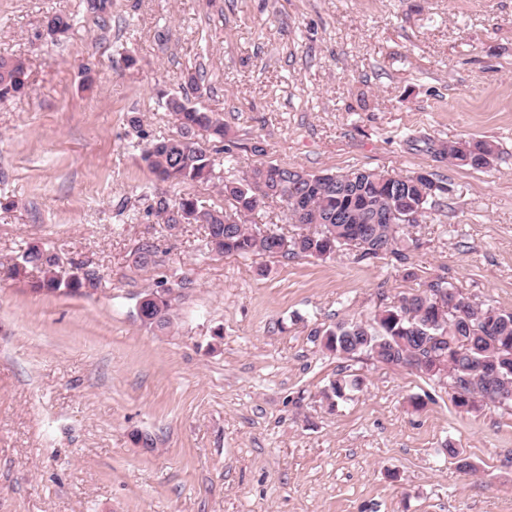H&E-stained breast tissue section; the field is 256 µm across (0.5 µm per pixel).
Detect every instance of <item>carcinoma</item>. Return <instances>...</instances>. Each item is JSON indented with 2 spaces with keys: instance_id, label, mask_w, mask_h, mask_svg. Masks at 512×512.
Returning a JSON list of instances; mask_svg holds the SVG:
<instances>
[{
  "instance_id": "1",
  "label": "carcinoma",
  "mask_w": 512,
  "mask_h": 512,
  "mask_svg": "<svg viewBox=\"0 0 512 512\" xmlns=\"http://www.w3.org/2000/svg\"><path fill=\"white\" fill-rule=\"evenodd\" d=\"M112 0H87V9L102 22H107ZM72 27V19L61 13L49 16L46 28L58 35ZM28 84L25 61L20 57L0 56V100L23 93ZM166 107L174 116L178 134L151 142L143 150L141 160L156 177L167 183H209L216 178L215 163L209 149L195 138L205 133V142H224V119L213 112L190 104L188 97L167 99ZM301 170L281 165L261 164L250 175L226 179L220 186L224 206L207 209L192 196L175 201L159 196L153 213L173 231L183 224H201L206 241L218 254L248 256L255 253L304 256L327 259L343 246L358 249V260L375 262L393 258L408 263L404 224H369L370 207L387 208L394 204L382 180L388 173L375 170L350 169L327 172L308 183L299 180ZM394 182L405 189V196L414 204L412 212L423 219L430 200L447 191L430 177L393 175ZM303 195L309 220L297 223L298 232L285 236L260 225L250 226L247 218L265 207L263 198L283 203L292 212V199ZM350 215L347 224L331 220L336 209ZM21 263L9 267L10 275L20 274L22 267L36 265L44 273L36 289L54 293L77 292L96 288L100 277L96 270L84 267L67 277L57 272V256L35 244L21 252ZM458 296L463 309L453 307L441 315L434 325L425 322L434 318L436 297L440 292ZM170 291L153 292L155 300L141 308L140 318L159 330L171 325L173 300ZM325 347L347 357L366 354L386 364L414 366L430 380H441L447 371L448 385L458 386L471 396V404L488 400L512 406V312L490 304H478L464 297L452 283L435 278L424 283V289L399 298V304L381 308L371 322L341 323L323 333ZM361 384L360 379L337 378L323 391L330 405L343 399Z\"/></svg>"
}]
</instances>
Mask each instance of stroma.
Instances as JSON below:
<instances>
[{"label": "stroma", "mask_w": 512, "mask_h": 512, "mask_svg": "<svg viewBox=\"0 0 512 512\" xmlns=\"http://www.w3.org/2000/svg\"><path fill=\"white\" fill-rule=\"evenodd\" d=\"M53 13L75 18L56 45ZM0 54L29 67L0 100V512H512V408L461 411L446 383L319 337L435 277L512 312V0H112L104 23L85 0H0ZM183 94L224 120L219 177L445 184L412 230L418 280L351 250L241 258L208 253L202 225L168 233L155 196L224 202L140 160L176 136ZM461 139L492 143V166L440 156ZM29 243L94 267L97 290L10 276ZM173 287L171 326L144 324L140 295ZM340 374L363 384L331 406Z\"/></svg>", "instance_id": "35a3bbf8"}]
</instances>
